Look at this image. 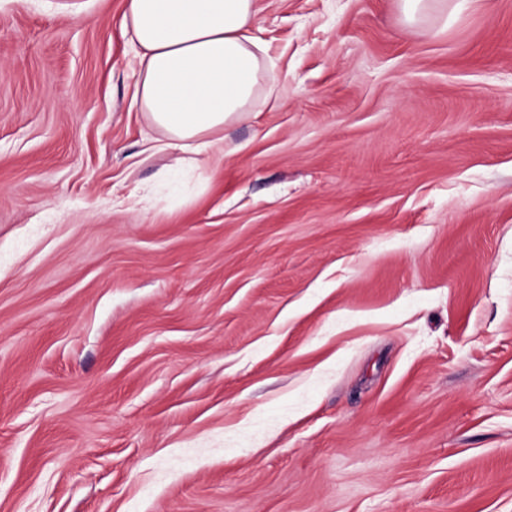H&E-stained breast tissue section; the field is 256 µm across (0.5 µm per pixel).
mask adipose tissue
Instances as JSON below:
<instances>
[{
	"mask_svg": "<svg viewBox=\"0 0 512 512\" xmlns=\"http://www.w3.org/2000/svg\"><path fill=\"white\" fill-rule=\"evenodd\" d=\"M257 0H126L134 97L174 169L213 136L276 96L274 62L254 37Z\"/></svg>",
	"mask_w": 512,
	"mask_h": 512,
	"instance_id": "ef3b65f1",
	"label": "adipose tissue"
}]
</instances>
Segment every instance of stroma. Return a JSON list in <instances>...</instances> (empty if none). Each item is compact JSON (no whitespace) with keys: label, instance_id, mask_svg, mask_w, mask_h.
I'll return each instance as SVG.
<instances>
[{"label":"stroma","instance_id":"1","mask_svg":"<svg viewBox=\"0 0 512 512\" xmlns=\"http://www.w3.org/2000/svg\"><path fill=\"white\" fill-rule=\"evenodd\" d=\"M448 2L258 0L176 199L124 0H0V512H512V0ZM403 16L411 25L431 24L437 19L448 22L446 0H400Z\"/></svg>","mask_w":512,"mask_h":512}]
</instances>
